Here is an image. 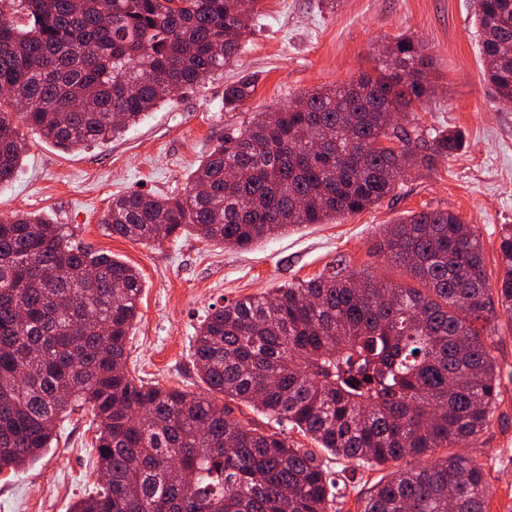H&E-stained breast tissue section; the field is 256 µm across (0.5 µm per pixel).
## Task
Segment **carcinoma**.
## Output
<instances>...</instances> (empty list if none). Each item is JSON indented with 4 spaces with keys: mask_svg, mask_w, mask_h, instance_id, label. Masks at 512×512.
Here are the masks:
<instances>
[{
    "mask_svg": "<svg viewBox=\"0 0 512 512\" xmlns=\"http://www.w3.org/2000/svg\"><path fill=\"white\" fill-rule=\"evenodd\" d=\"M261 0H0V183L26 157L15 124L63 151L121 134L164 96L224 70ZM485 76L512 104V0H479ZM372 71L308 90L218 137L178 196L112 197L105 230L139 243L195 234L248 249L384 201L410 171L460 146L393 125L431 92L433 57L400 38ZM224 87V111L255 91ZM379 250L414 284L329 273L214 305L196 330L199 378L362 466L409 461L362 512H486L475 459L499 400L491 334L512 308V226L491 282L474 227L448 210L392 225ZM139 271L35 214L0 218V472L36 462L82 402L99 420L97 486L71 512H329L334 473L280 432L202 395L136 382L127 344Z\"/></svg>",
    "mask_w": 512,
    "mask_h": 512,
    "instance_id": "1",
    "label": "carcinoma"
}]
</instances>
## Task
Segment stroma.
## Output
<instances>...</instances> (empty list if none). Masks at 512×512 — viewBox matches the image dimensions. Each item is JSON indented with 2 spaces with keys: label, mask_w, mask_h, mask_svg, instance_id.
<instances>
[{
  "label": "stroma",
  "mask_w": 512,
  "mask_h": 512,
  "mask_svg": "<svg viewBox=\"0 0 512 512\" xmlns=\"http://www.w3.org/2000/svg\"><path fill=\"white\" fill-rule=\"evenodd\" d=\"M478 0H261V15L237 56L199 90L178 93L122 136L64 154L32 130L17 175L0 185V218L39 213L66 225L80 241L138 269L140 317L130 336L134 379L197 394L209 388L192 357L195 330L211 305L306 280L344 259L351 270L407 286L410 278L377 246L387 225L411 212L446 209L471 224L486 272L497 281L499 230L512 225V106L488 86L475 25ZM411 36L435 61L434 94L415 115L426 131L461 132V148L431 171L405 177L381 204L325 224H310L251 249L185 235L144 245L105 233L113 195L130 190L183 193L225 128L276 110L317 86H339L370 71L375 47ZM251 74L256 90L237 111L224 109V85ZM492 354L500 399L469 454L492 485L487 512H512V313L500 311ZM90 410L60 421L58 437L31 468L0 473V512H69L97 480ZM340 485L331 512H362L386 466L362 468L317 450Z\"/></svg>",
  "instance_id": "1"
}]
</instances>
